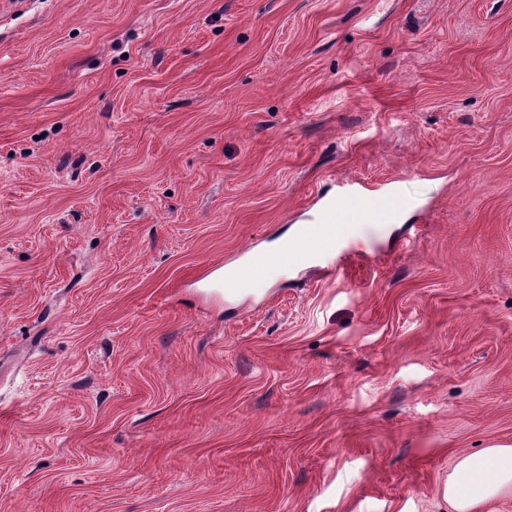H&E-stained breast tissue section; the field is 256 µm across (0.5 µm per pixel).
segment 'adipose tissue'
I'll return each instance as SVG.
<instances>
[{"label":"adipose tissue","mask_w":512,"mask_h":512,"mask_svg":"<svg viewBox=\"0 0 512 512\" xmlns=\"http://www.w3.org/2000/svg\"><path fill=\"white\" fill-rule=\"evenodd\" d=\"M444 495L451 512H479L489 502L512 497V444H492L459 456Z\"/></svg>","instance_id":"adipose-tissue-1"}]
</instances>
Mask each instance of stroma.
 Masks as SVG:
<instances>
[{
  "label": "stroma",
  "instance_id": "1",
  "mask_svg": "<svg viewBox=\"0 0 512 512\" xmlns=\"http://www.w3.org/2000/svg\"><path fill=\"white\" fill-rule=\"evenodd\" d=\"M396 224L245 297L336 183ZM512 443V0H0V512H449ZM444 495L451 512H478L489 502L512 497V444H492L459 456Z\"/></svg>",
  "mask_w": 512,
  "mask_h": 512
}]
</instances>
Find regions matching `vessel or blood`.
<instances>
[{"mask_svg": "<svg viewBox=\"0 0 512 512\" xmlns=\"http://www.w3.org/2000/svg\"><path fill=\"white\" fill-rule=\"evenodd\" d=\"M404 208V200L395 188L375 191L357 181L346 183L335 205L326 207L320 223L304 225L301 235L284 240L276 258L253 252L245 263L224 267L220 282L231 294L256 293L272 264L292 265L318 254L334 253L350 245L360 225L398 223Z\"/></svg>", "mask_w": 512, "mask_h": 512, "instance_id": "vessel-or-blood-1", "label": "vessel or blood"}]
</instances>
